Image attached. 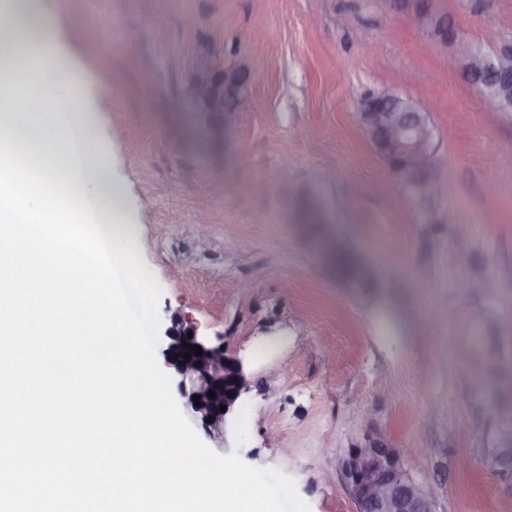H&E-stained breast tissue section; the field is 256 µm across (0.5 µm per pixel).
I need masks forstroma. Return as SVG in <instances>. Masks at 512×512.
Here are the masks:
<instances>
[{
    "mask_svg": "<svg viewBox=\"0 0 512 512\" xmlns=\"http://www.w3.org/2000/svg\"><path fill=\"white\" fill-rule=\"evenodd\" d=\"M38 4L72 63L56 118L89 120L120 189L81 185L96 222L154 273L161 328L243 364L248 441L203 442L292 478L311 512H356L341 462L375 441L430 472L437 512H512V112L483 108L452 42L391 0ZM429 8L470 42L512 37V0ZM218 61L251 77L229 151L189 87ZM377 89L429 114L447 200L379 158L359 120ZM312 198L328 223H300ZM325 234L373 278L323 264Z\"/></svg>",
    "mask_w": 512,
    "mask_h": 512,
    "instance_id": "obj_1",
    "label": "stroma"
}]
</instances>
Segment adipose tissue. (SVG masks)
I'll list each match as a JSON object with an SVG mask.
<instances>
[{
  "label": "adipose tissue",
  "instance_id": "adipose-tissue-1",
  "mask_svg": "<svg viewBox=\"0 0 512 512\" xmlns=\"http://www.w3.org/2000/svg\"><path fill=\"white\" fill-rule=\"evenodd\" d=\"M32 0H0V145L10 146L27 164L73 192L82 180L112 184L104 168L90 164L91 127L86 120L61 125L48 107L61 95L54 74L69 66L44 34ZM39 43L43 52L29 65L24 49Z\"/></svg>",
  "mask_w": 512,
  "mask_h": 512
}]
</instances>
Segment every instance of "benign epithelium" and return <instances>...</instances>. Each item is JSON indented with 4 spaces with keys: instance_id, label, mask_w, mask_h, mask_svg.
<instances>
[{
    "instance_id": "1",
    "label": "benign epithelium",
    "mask_w": 512,
    "mask_h": 512,
    "mask_svg": "<svg viewBox=\"0 0 512 512\" xmlns=\"http://www.w3.org/2000/svg\"><path fill=\"white\" fill-rule=\"evenodd\" d=\"M414 12L433 36L444 41L452 37L448 21L429 12L428 0H396ZM486 41L493 53L475 56L470 42L453 37L456 58L472 85L485 92L486 76L492 70L512 71V47L488 30ZM202 111L219 114L217 131L224 147L234 145L238 116L251 99V83L241 68L207 66L191 75ZM374 103L360 112V121L369 133L375 150L393 170L405 188L417 197L441 198L446 183L436 171L435 134L428 115L416 103L389 90L373 93ZM169 342L163 351L164 365L178 381L193 420L207 433L223 430L247 389L242 363L212 346L191 327L174 326L167 331ZM198 345L196 355L184 344ZM189 359H184V355ZM214 392L209 397L208 392ZM226 406L220 411V406ZM342 477L357 504V512H436L433 489L425 475H414L405 465L398 448L374 444L350 448L342 462Z\"/></svg>"
}]
</instances>
